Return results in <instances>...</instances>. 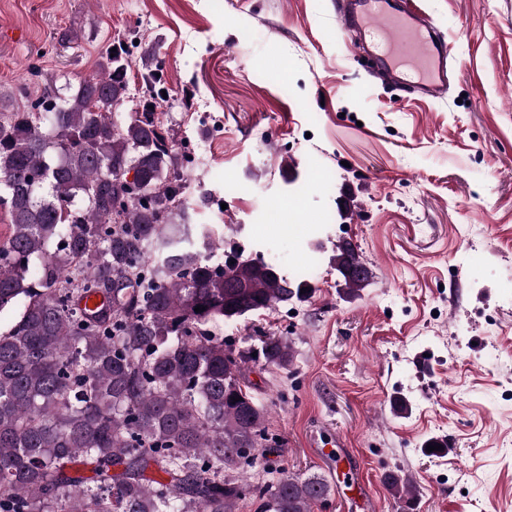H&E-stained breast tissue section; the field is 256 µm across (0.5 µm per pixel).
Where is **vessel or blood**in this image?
I'll return each mask as SVG.
<instances>
[{
    "label": "vessel or blood",
    "mask_w": 512,
    "mask_h": 512,
    "mask_svg": "<svg viewBox=\"0 0 512 512\" xmlns=\"http://www.w3.org/2000/svg\"><path fill=\"white\" fill-rule=\"evenodd\" d=\"M337 20L370 77L430 100L448 94V42L416 0H340Z\"/></svg>",
    "instance_id": "1"
}]
</instances>
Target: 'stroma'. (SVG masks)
<instances>
[{
	"instance_id": "1",
	"label": "stroma",
	"mask_w": 512,
	"mask_h": 512,
	"mask_svg": "<svg viewBox=\"0 0 512 512\" xmlns=\"http://www.w3.org/2000/svg\"><path fill=\"white\" fill-rule=\"evenodd\" d=\"M418 3L454 62L440 101L373 81L336 0H0V113L37 95L31 65L75 84L107 45L154 44L157 116L194 149L189 197L212 196L200 221L312 267L307 302L215 333L291 341L288 368L245 367L276 442L253 473L322 474L313 512H362L311 445L339 434L375 512H403L392 471L410 512H512V0ZM344 240L372 273L354 297ZM332 263L341 276V287L345 290L346 295L358 294L359 291L370 285L371 276L369 273L362 279L354 276L355 270L359 266L366 265V263L351 243L343 242L336 246V254L332 258ZM385 487L391 496L403 501L407 508H411L413 491L407 477L390 473L385 478Z\"/></svg>"
}]
</instances>
